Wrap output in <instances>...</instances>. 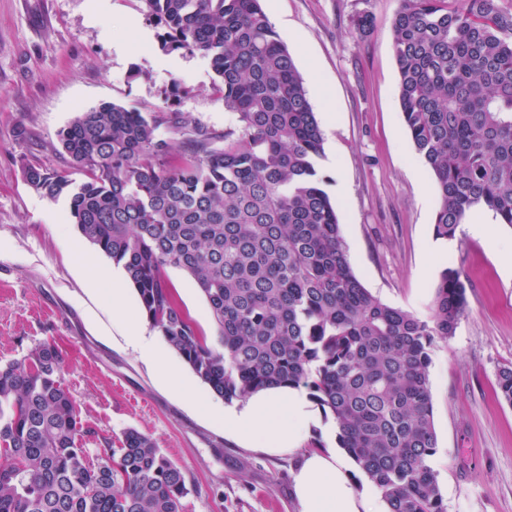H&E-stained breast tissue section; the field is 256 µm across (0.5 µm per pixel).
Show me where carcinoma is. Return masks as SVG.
Returning a JSON list of instances; mask_svg holds the SVG:
<instances>
[{
    "mask_svg": "<svg viewBox=\"0 0 512 512\" xmlns=\"http://www.w3.org/2000/svg\"><path fill=\"white\" fill-rule=\"evenodd\" d=\"M142 3L162 51L207 59L234 126L216 134L103 103L58 131L67 168L24 163L25 182L68 201L71 223L215 395L305 389L389 512H446L429 465V367L467 311L461 270L440 272L427 320L364 288L320 175L321 121L261 0ZM392 47L403 122L435 178V236L454 239L478 210L512 226V11L403 0ZM171 266L204 296L214 342L178 304ZM63 373L50 341L0 363V512H183L184 472L150 435L130 428L118 448L88 447ZM497 395L512 406V365Z\"/></svg>",
    "mask_w": 512,
    "mask_h": 512,
    "instance_id": "cac0c4a2",
    "label": "carcinoma"
}]
</instances>
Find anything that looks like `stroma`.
I'll return each mask as SVG.
<instances>
[{"label":"stroma","mask_w":512,"mask_h":512,"mask_svg":"<svg viewBox=\"0 0 512 512\" xmlns=\"http://www.w3.org/2000/svg\"><path fill=\"white\" fill-rule=\"evenodd\" d=\"M401 0H263L316 112L323 117L326 191L336 205L351 265L382 301L431 314L445 264L462 269L468 310L454 336L436 341L429 368L438 448L430 465L447 512H512V406L496 391L512 364V266L485 239L457 232L435 242V182L416 156L398 101L392 24ZM371 31L360 35L359 15ZM200 55L162 52L141 0H0V361L52 340L84 429L118 447L124 430L150 435L183 470L184 512H299L292 492L299 456L244 448L206 413L220 397L177 353L169 359L199 399L173 393L127 342L140 321L135 290L124 318L112 311L114 271L71 224L65 201L24 181L22 161L63 168L58 131L78 112L113 102L177 112L215 131L232 125ZM178 301L206 336L216 334L191 278L170 267Z\"/></svg>","instance_id":"35a3bbf8"}]
</instances>
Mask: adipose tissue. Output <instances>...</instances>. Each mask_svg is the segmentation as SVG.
Masks as SVG:
<instances>
[{"label": "adipose tissue", "mask_w": 512, "mask_h": 512, "mask_svg": "<svg viewBox=\"0 0 512 512\" xmlns=\"http://www.w3.org/2000/svg\"><path fill=\"white\" fill-rule=\"evenodd\" d=\"M129 341L141 356L176 391H186L181 374L159 351L153 337L139 325H130ZM225 432L245 447L268 454L299 455L293 473V493L299 512H388L376 486L355 474L351 458L334 448L303 451L308 433L322 428L323 414L316 411L307 391L281 388L250 397L239 408L216 412Z\"/></svg>", "instance_id": "ef3b65f1"}]
</instances>
